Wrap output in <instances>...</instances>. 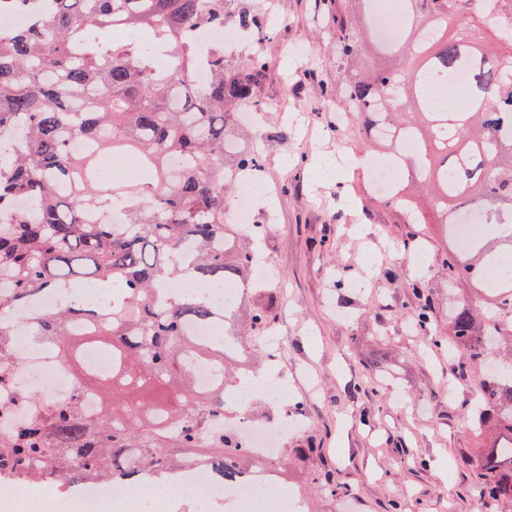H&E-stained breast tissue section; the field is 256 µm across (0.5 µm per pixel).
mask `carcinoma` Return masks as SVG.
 <instances>
[{
  "instance_id": "obj_1",
  "label": "carcinoma",
  "mask_w": 512,
  "mask_h": 512,
  "mask_svg": "<svg viewBox=\"0 0 512 512\" xmlns=\"http://www.w3.org/2000/svg\"><path fill=\"white\" fill-rule=\"evenodd\" d=\"M403 34L381 44L373 39L366 8L339 25L336 52L363 58V73L345 87L354 123L371 136L379 123L389 136L379 140L394 150L411 133L421 150L411 164V181L429 193L438 223L448 224L476 204L495 214L497 203H512V141L498 132L512 127V0H403ZM32 14L31 23L0 41V134L11 138L0 151V419L19 407L36 413L0 430V478L55 476L72 472L109 479L122 487L147 473L159 478L196 456L224 486L232 487L251 463L247 448L224 431V389L200 390L193 364L206 360L219 384H239L225 347L201 345L184 331L189 322L215 315L202 295L174 297L157 310L153 295L177 279L248 283L258 244L224 223L226 199L240 175L262 169V157L242 143L237 108L255 103V91L273 62L262 54L233 66L224 45L198 57L194 32L229 22L243 30L260 23L243 0H0V8ZM117 28L152 36L168 58H152L112 40ZM504 48L481 47L484 33ZM395 56V67L377 63ZM204 67L209 80L193 75ZM464 68L467 80L455 96L462 110L428 101L433 80ZM82 139L88 149L70 152ZM133 155L140 178L105 182L104 156ZM26 198L33 207L13 209ZM129 202L126 224L95 223L90 211L107 213L117 199ZM408 223L426 215L406 196ZM484 264L459 268L442 257L448 284L471 278L485 285L486 269L502 262L480 243L472 247ZM107 288L118 298L102 310L68 305L34 314L38 335L54 345L62 368L71 367L68 344L112 348V394L88 416L80 396L44 402L11 377L7 316L44 291L63 289L78 279ZM417 308L413 326L433 333L426 286L411 283ZM270 324L268 309L256 308L250 335L254 350ZM453 343L473 362L498 333L495 325L476 335V312L468 304L448 311ZM473 423H489L512 435V368H502L484 384L473 407ZM480 495L512 499V443L492 442L475 465ZM321 491L345 487L326 471L316 477Z\"/></svg>"
}]
</instances>
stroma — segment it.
<instances>
[{
	"instance_id": "1",
	"label": "stroma",
	"mask_w": 512,
	"mask_h": 512,
	"mask_svg": "<svg viewBox=\"0 0 512 512\" xmlns=\"http://www.w3.org/2000/svg\"><path fill=\"white\" fill-rule=\"evenodd\" d=\"M259 13V33L228 49L238 64L256 53L275 68L258 88L256 112L275 139H254L263 159L262 194L249 203L255 223L268 224L263 241L268 272L279 294L271 309L284 336L278 360L291 371L287 403L305 413L309 427L288 445H313L307 461L293 463L278 485L302 491L311 512H512V502L480 497L471 464L484 439L472 429L469 404L494 366L512 365V307L489 308L471 281L449 283L443 254L462 266L444 224L406 223L401 209L372 198L360 172L343 185L314 182L319 153L336 152L337 110L346 109V82L356 62L336 52L345 0H247ZM277 202L267 219L266 197ZM422 280L434 307V330L448 333L449 307L466 302L492 310L500 336L488 362L472 364L454 349L410 332L414 298ZM389 347L384 367L376 351ZM412 407L399 411V399ZM329 469L346 494L318 492L313 478Z\"/></svg>"
}]
</instances>
